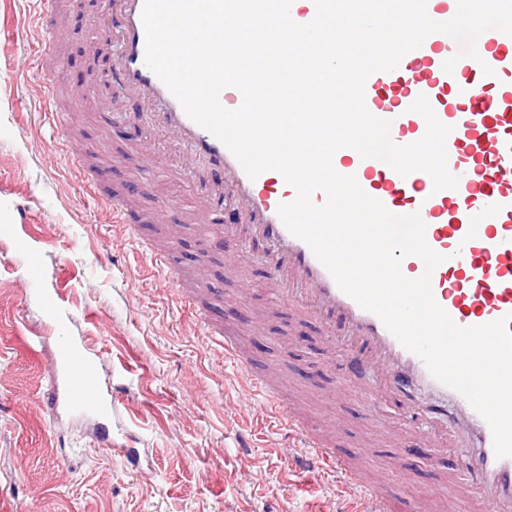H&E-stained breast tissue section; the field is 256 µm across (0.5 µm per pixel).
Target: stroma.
<instances>
[{
    "instance_id": "1",
    "label": "stroma",
    "mask_w": 512,
    "mask_h": 512,
    "mask_svg": "<svg viewBox=\"0 0 512 512\" xmlns=\"http://www.w3.org/2000/svg\"><path fill=\"white\" fill-rule=\"evenodd\" d=\"M65 2L64 61L42 73L17 67L18 58L37 57V0H0V202L27 197L33 235L27 258L0 237V512H320L335 506L340 489L336 476L288 468L284 433L260 398L207 342L164 272L113 223L111 206L86 190L57 148L62 134L47 119L54 103L40 94L46 83L83 90L73 134L105 141L93 161L111 157L113 183L139 184L137 207L182 204L179 221L166 215L147 230L174 243L176 265L223 289L231 319L259 327V335L244 338L255 363L287 371L292 397L311 401L312 423L338 422L347 445L367 447L359 465L389 492L403 500L430 496L462 449L433 446L421 456L393 458L396 445L414 439L404 404L339 391L344 369L325 367L318 327L270 308L265 262L229 275L213 246L220 225L192 218L195 185L167 173L141 182L149 162L136 134L150 119L113 121L117 105L105 102L101 78L87 70L88 57L111 61L117 54L107 6L97 0L85 12L80 0ZM32 262L43 272L40 293L28 288ZM53 291L64 315L57 330L44 320V299ZM38 332L36 356L24 339ZM61 333L86 340L100 356L103 381L122 391L110 416L115 449L98 443L95 416L43 405ZM240 433L254 441L246 474ZM123 448L139 452L140 469L120 456Z\"/></svg>"
}]
</instances>
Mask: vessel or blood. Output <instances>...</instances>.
Instances as JSON below:
<instances>
[{"label":"vessel or blood","mask_w":512,"mask_h":512,"mask_svg":"<svg viewBox=\"0 0 512 512\" xmlns=\"http://www.w3.org/2000/svg\"><path fill=\"white\" fill-rule=\"evenodd\" d=\"M144 0H112L110 22L120 33L118 61L109 76L112 97L130 110L142 102L154 105V138L143 140L145 150H173L171 167L201 188L197 218L225 220L223 242L227 260L236 264L237 225L245 223L252 240L266 244L268 279L279 305L314 318L335 342L349 377H364L371 394L406 399L419 408L411 426L438 445L464 443L460 463L449 464L450 475H462L459 495L449 512H512V457H497L487 421L451 387L436 380L423 361L408 351L372 312L361 308L336 284L310 247L292 235L278 215L280 204L296 197L283 176L269 170L249 178L231 151L191 120L176 97L145 64ZM59 0H45L40 44L41 69L54 67L59 52L52 35ZM479 41L481 59L461 55L460 45L444 33L429 35L406 53L398 67L371 74L365 83V105L375 117L389 120L395 144L407 145L426 132L424 118L410 107L426 96L436 117L451 132L446 139L447 167L456 176L453 189L434 190L431 176L415 171L401 176L387 163L362 158L353 148L338 149L334 169L355 177L361 188L395 215L419 213L426 225L425 239L444 260L431 275L437 302L462 327L480 326L512 314V36L496 29L484 31ZM456 58L452 72L444 62ZM487 64L492 75L468 73ZM84 151L72 154V164L84 172V183L101 194L106 168L84 166ZM232 213H225V199ZM27 217L25 203L14 201L0 210V236L14 235ZM112 218L124 225L129 237L139 239L142 251L176 289L204 336L221 345L226 358L240 370L245 388L259 396L266 413L287 434L288 460L320 467L335 474L354 500L348 512H431L430 499L401 506L380 485L369 481L356 465V451L342 450L334 434L310 426L303 407L288 394V380L279 371L252 364L237 332L214 317L204 298L184 286L172 266L171 244L140 239L145 217L124 199L113 197ZM56 370L62 381H50L47 406L60 402L77 411L100 416L121 400L118 388L104 384L99 357L84 340L58 339ZM450 408L457 426L454 434L424 422L423 412Z\"/></svg>","instance_id":"obj_1"}]
</instances>
